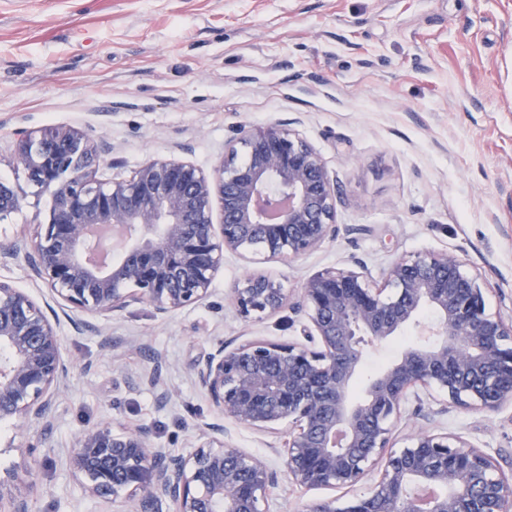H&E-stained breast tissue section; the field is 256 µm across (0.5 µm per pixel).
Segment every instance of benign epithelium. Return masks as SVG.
Returning <instances> with one entry per match:
<instances>
[{
	"label": "benign epithelium",
	"mask_w": 512,
	"mask_h": 512,
	"mask_svg": "<svg viewBox=\"0 0 512 512\" xmlns=\"http://www.w3.org/2000/svg\"><path fill=\"white\" fill-rule=\"evenodd\" d=\"M111 144L69 125L25 134L14 168L49 197L47 221L0 241V260H22L61 305L98 330L132 303L167 318L204 301L224 254L294 262L336 238L333 178L320 153L280 123L241 125L204 170L150 157L128 177L105 178ZM220 202L219 221L213 203ZM26 195L0 181V222ZM489 288L453 252L401 257L382 281L360 265L331 267L293 294L253 272L225 291L245 320L290 307L304 313L306 342H221L196 378L225 418L256 431L289 423L288 481L307 492L349 493L302 512H512V472L467 440L420 428L391 450L410 399L437 394L442 407L490 415L512 404V317L493 312ZM429 309L434 320H421ZM416 341L368 384L350 390L367 348L406 328ZM57 319L24 289L0 279V422L47 426L69 367ZM89 494L126 512H268L277 474L224 441V426L198 429L188 455L155 446L144 427L104 423L80 434L68 459ZM0 474V512H29Z\"/></svg>",
	"instance_id": "obj_1"
}]
</instances>
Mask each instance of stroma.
Returning a JSON list of instances; mask_svg holds the SVG:
<instances>
[{
	"label": "stroma",
	"mask_w": 512,
	"mask_h": 512,
	"mask_svg": "<svg viewBox=\"0 0 512 512\" xmlns=\"http://www.w3.org/2000/svg\"><path fill=\"white\" fill-rule=\"evenodd\" d=\"M273 122L321 153L339 237L289 265L225 254L206 300L164 321L134 304L95 332L58 310L72 368L47 429L0 423V471L18 474L33 512H114L68 466L79 435L104 422L148 428L183 455L221 422L227 443L283 470L286 428L224 422L195 375L219 341L301 336V314L235 313L224 291L246 272L293 289L327 267L362 262L380 278L399 257L447 250L512 315V0H0V180L16 177L21 131L93 129L127 176L151 156L209 168L238 125ZM414 336L375 347L354 396ZM407 410L395 447L428 427L512 469V405Z\"/></svg>",
	"instance_id": "1"
}]
</instances>
